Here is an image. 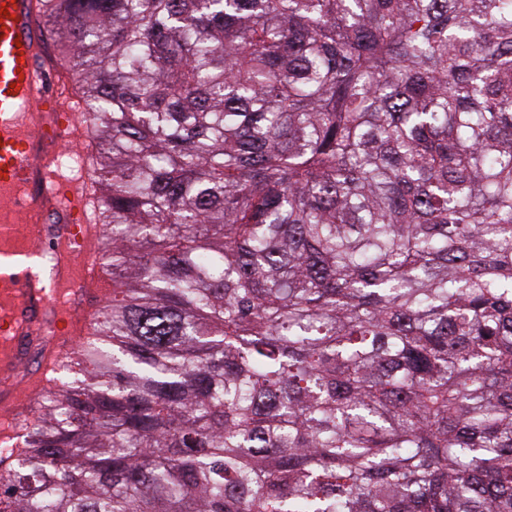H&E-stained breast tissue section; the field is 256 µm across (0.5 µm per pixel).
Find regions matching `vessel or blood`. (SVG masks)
<instances>
[{
  "label": "vessel or blood",
  "mask_w": 512,
  "mask_h": 512,
  "mask_svg": "<svg viewBox=\"0 0 512 512\" xmlns=\"http://www.w3.org/2000/svg\"><path fill=\"white\" fill-rule=\"evenodd\" d=\"M0 373L18 369L26 345L50 332L58 360L90 322L88 286L107 294L95 261L100 225L88 217V187L55 166L59 142L80 135V114L64 103L46 64L37 0H0ZM32 242L53 255L52 277L20 263Z\"/></svg>",
  "instance_id": "b4317fda"
}]
</instances>
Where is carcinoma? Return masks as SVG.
I'll return each instance as SVG.
<instances>
[{"label": "carcinoma", "mask_w": 512, "mask_h": 512, "mask_svg": "<svg viewBox=\"0 0 512 512\" xmlns=\"http://www.w3.org/2000/svg\"><path fill=\"white\" fill-rule=\"evenodd\" d=\"M112 297L0 512H512V0H39Z\"/></svg>", "instance_id": "cac0c4a2"}]
</instances>
